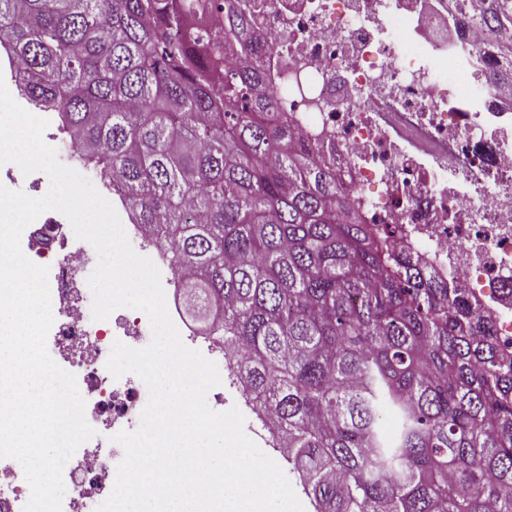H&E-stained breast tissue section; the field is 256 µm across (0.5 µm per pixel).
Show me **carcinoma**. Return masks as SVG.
<instances>
[{
  "mask_svg": "<svg viewBox=\"0 0 512 512\" xmlns=\"http://www.w3.org/2000/svg\"><path fill=\"white\" fill-rule=\"evenodd\" d=\"M197 0H0V47L36 109L161 239L181 311L316 512H512V355L465 295L381 242L224 49ZM507 0L474 15L509 22ZM397 428L388 436L380 415Z\"/></svg>",
  "mask_w": 512,
  "mask_h": 512,
  "instance_id": "1",
  "label": "carcinoma"
}]
</instances>
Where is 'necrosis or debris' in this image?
I'll return each mask as SVG.
<instances>
[{
  "instance_id": "1",
  "label": "necrosis or debris",
  "mask_w": 512,
  "mask_h": 512,
  "mask_svg": "<svg viewBox=\"0 0 512 512\" xmlns=\"http://www.w3.org/2000/svg\"><path fill=\"white\" fill-rule=\"evenodd\" d=\"M250 34L268 51L246 55L263 70L276 97L275 123L336 180L361 222L390 232L438 280L463 289L477 311L491 314L512 351V111L480 89L504 35L474 29L448 0H252ZM463 36L449 42V28ZM137 252L161 273L168 312L186 346L216 366L224 351L200 344L175 302V271L154 239L125 227ZM68 219L41 214L25 228L21 248L49 269L56 361L73 373L85 417L97 435L63 469L62 512H95L111 494L121 446L104 439L140 415L133 374L106 367L115 341L135 347L146 314L91 320L86 273L96 256L74 245ZM30 487L20 464L0 458V512H23Z\"/></svg>"
}]
</instances>
